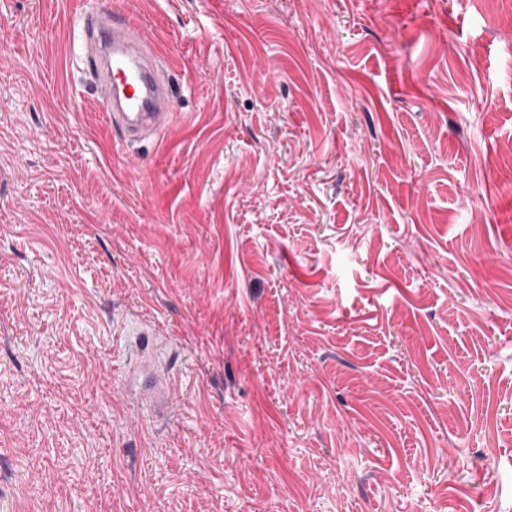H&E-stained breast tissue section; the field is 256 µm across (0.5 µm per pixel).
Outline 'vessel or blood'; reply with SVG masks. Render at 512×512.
Instances as JSON below:
<instances>
[{
  "label": "vessel or blood",
  "instance_id": "obj_1",
  "mask_svg": "<svg viewBox=\"0 0 512 512\" xmlns=\"http://www.w3.org/2000/svg\"><path fill=\"white\" fill-rule=\"evenodd\" d=\"M81 51L94 75L107 119L121 140L134 143L159 133L172 114V98L150 38L121 14L91 6L78 16ZM140 385L153 415H163L172 396L170 384L144 369Z\"/></svg>",
  "mask_w": 512,
  "mask_h": 512
}]
</instances>
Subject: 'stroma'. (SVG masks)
<instances>
[{
  "label": "stroma",
  "instance_id": "obj_1",
  "mask_svg": "<svg viewBox=\"0 0 512 512\" xmlns=\"http://www.w3.org/2000/svg\"><path fill=\"white\" fill-rule=\"evenodd\" d=\"M87 2L0 0V512H512V5L109 0L127 148ZM78 24L81 51L112 128L127 144L157 135L172 114V98L150 37L107 6L86 8ZM145 382L140 385L144 396L150 398L151 412L155 416H162L172 396L170 384L153 373L148 365L143 366Z\"/></svg>",
  "mask_w": 512,
  "mask_h": 512
}]
</instances>
